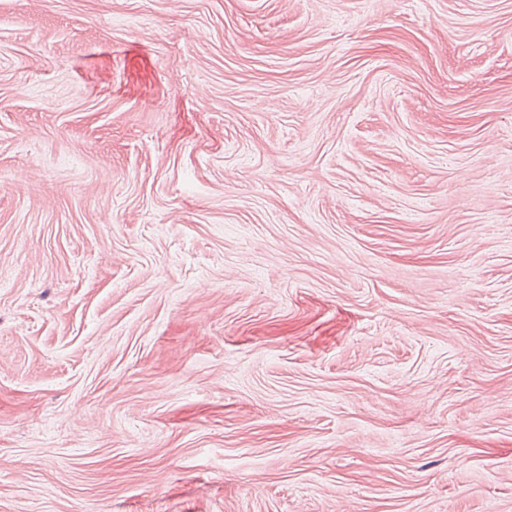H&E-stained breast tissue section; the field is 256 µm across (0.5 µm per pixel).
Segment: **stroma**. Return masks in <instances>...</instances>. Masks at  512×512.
<instances>
[{
    "label": "stroma",
    "mask_w": 512,
    "mask_h": 512,
    "mask_svg": "<svg viewBox=\"0 0 512 512\" xmlns=\"http://www.w3.org/2000/svg\"><path fill=\"white\" fill-rule=\"evenodd\" d=\"M0 512H512V0H0Z\"/></svg>",
    "instance_id": "35a3bbf8"
}]
</instances>
